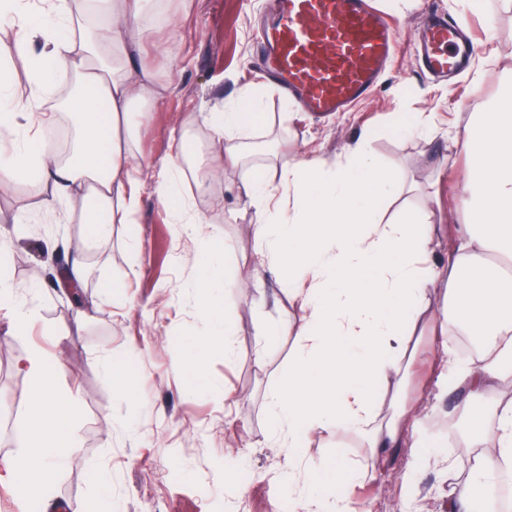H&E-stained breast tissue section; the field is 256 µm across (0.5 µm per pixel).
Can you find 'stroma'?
Returning <instances> with one entry per match:
<instances>
[{
  "mask_svg": "<svg viewBox=\"0 0 512 512\" xmlns=\"http://www.w3.org/2000/svg\"><path fill=\"white\" fill-rule=\"evenodd\" d=\"M164 2L168 20L157 26L137 63L157 73L167 91L141 114L135 149L156 167L171 153L172 132L185 133L194 146L181 190L223 243L224 276L234 283L222 303L234 322L233 353L203 354L205 374L221 391L197 388L185 366L204 322L193 290L197 244L181 233L153 190L144 191L133 223L113 225L110 239L88 243L84 225L57 223L41 212V197L28 183L14 184L0 192V216L23 218L11 241L10 272L19 294L36 285L41 297L40 320L29 336H6L8 323L0 317V400L18 404L15 419L0 420V512H40L38 504L17 499L11 471L31 391L14 362L32 344L59 353L58 388L79 407L75 433L82 462L64 468L54 490L68 512H80L101 492L86 470L90 463L112 475V512H286L290 497L279 476L288 466L287 451L265 439V397L287 381L294 339L259 330L283 316L300 323L303 313L275 275L257 274L253 266L257 216L239 195L247 168L225 169L208 193H198L195 178L213 159L212 132L201 113L233 109L242 89L256 90L263 117L242 141L273 173L312 153L335 161L357 138L368 137L385 167L400 169L418 186L413 195L382 202L383 218L403 217L431 198L433 221L444 224L459 205L466 172L454 137L469 113L483 110L512 76V0H374L398 22L393 63L368 101L317 121L257 72L255 27L268 14V0ZM434 11L468 16L475 28L476 60L456 86L432 80L416 60L415 36ZM423 121L433 127L431 137L408 133V126ZM80 242L88 272L75 297L62 272L71 244ZM242 278L251 286L236 287ZM109 282L114 291L106 290ZM80 310L87 317L78 327ZM50 329L61 344L47 337ZM442 342L429 337L419 351L408 403L426 406L439 397ZM104 358L117 376L99 368ZM440 418L432 413L407 427L406 445L380 467H371L369 449L348 432L314 439L308 465L335 469L328 493L349 497L356 512H446L448 483L466 475L473 451L455 424L437 427ZM227 463L232 473H225ZM353 465L365 470L357 484L348 480Z\"/></svg>",
  "mask_w": 512,
  "mask_h": 512,
  "instance_id": "stroma-1",
  "label": "stroma"
}]
</instances>
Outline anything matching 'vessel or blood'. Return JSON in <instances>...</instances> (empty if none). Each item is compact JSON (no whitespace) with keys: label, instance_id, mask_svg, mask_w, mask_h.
Here are the masks:
<instances>
[{"label":"vessel or blood","instance_id":"1","mask_svg":"<svg viewBox=\"0 0 512 512\" xmlns=\"http://www.w3.org/2000/svg\"><path fill=\"white\" fill-rule=\"evenodd\" d=\"M275 18L260 35V70L280 94L304 112L324 118L369 97L393 58L397 20L372 0H273ZM466 16L439 15L418 52L423 71L445 76L463 71L472 50L458 34Z\"/></svg>","mask_w":512,"mask_h":512}]
</instances>
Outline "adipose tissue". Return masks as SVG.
Returning <instances> with one entry per match:
<instances>
[{
	"label": "adipose tissue",
	"mask_w": 512,
	"mask_h": 512,
	"mask_svg": "<svg viewBox=\"0 0 512 512\" xmlns=\"http://www.w3.org/2000/svg\"><path fill=\"white\" fill-rule=\"evenodd\" d=\"M148 2L94 0L100 21L89 29L82 0H41L35 12L27 0H0V21L17 27L14 41L0 40V190L33 178L46 191L45 211L79 205L90 241L107 237L112 225L131 223L147 186L180 223L199 222L178 188L188 156L185 136L174 138L158 171L144 174L134 162L135 105L159 101L165 92L135 61L156 26ZM35 37L40 49L28 57L30 75L22 86L8 65ZM59 74L75 86L71 97L55 104L72 116L77 132L65 161L45 139L51 114L30 110L32 102L54 98ZM260 117L249 90L236 111L205 114L224 151L209 178L199 179L200 192L225 165L245 163L247 150L236 135ZM456 140L468 169L460 221L448 227L455 245L444 260L432 256L441 227L432 223L428 204L407 221L384 222L379 200L411 194L415 186L384 167L368 139L355 141L336 164L306 156L279 179L255 171L240 186L259 219L255 267L278 274L306 312L305 325L285 318L277 325L278 333L295 334L296 348L287 383L267 396L268 437L288 451L289 484H296L314 436L351 432L376 463L387 449L403 445L410 415L391 408L407 386L411 345L431 328L481 343L475 357L448 376L449 392L459 395L453 412L478 450L465 481L448 493V512H480L483 498L512 468V399L487 398L493 383H512V275L504 270L512 262V79L491 106L470 113ZM9 254L1 241L0 312L8 335L25 336L37 313L13 284ZM198 266L199 306L212 328L196 341L197 354L186 366L200 381L199 353L231 349L232 326L219 306L230 283L211 239L201 242ZM16 368L32 391L11 462L15 489L21 499L46 505L63 468L78 460L79 409L62 398L56 383L61 365L43 347L28 348ZM487 440L495 456L480 453Z\"/></svg>",
	"instance_id": "ef3b65f1"
}]
</instances>
